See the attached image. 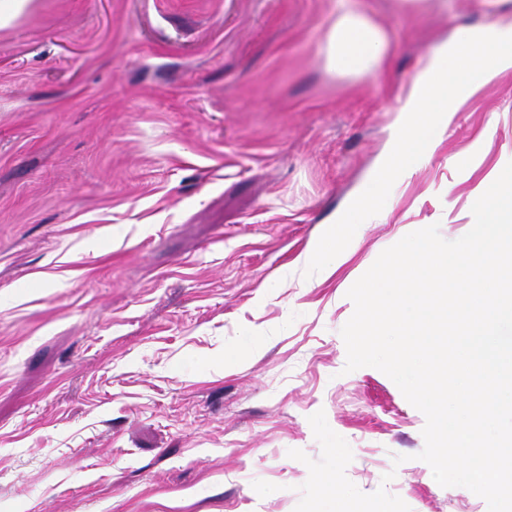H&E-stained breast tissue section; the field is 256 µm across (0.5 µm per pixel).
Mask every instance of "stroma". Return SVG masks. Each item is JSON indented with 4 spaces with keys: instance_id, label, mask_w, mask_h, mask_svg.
Wrapping results in <instances>:
<instances>
[{
    "instance_id": "35a3bbf8",
    "label": "stroma",
    "mask_w": 512,
    "mask_h": 512,
    "mask_svg": "<svg viewBox=\"0 0 512 512\" xmlns=\"http://www.w3.org/2000/svg\"><path fill=\"white\" fill-rule=\"evenodd\" d=\"M362 2L371 74L328 66L339 0H31L0 28V512H294L319 411L361 492L488 512L341 330L382 251L462 237L512 162L510 70L363 206L428 56L512 0Z\"/></svg>"
}]
</instances>
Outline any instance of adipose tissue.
I'll return each mask as SVG.
<instances>
[{
    "instance_id": "obj_1",
    "label": "adipose tissue",
    "mask_w": 512,
    "mask_h": 512,
    "mask_svg": "<svg viewBox=\"0 0 512 512\" xmlns=\"http://www.w3.org/2000/svg\"><path fill=\"white\" fill-rule=\"evenodd\" d=\"M389 47L385 31L366 13L342 5L327 35V54L335 71L372 73ZM468 73L467 81L449 84V69ZM512 69V18H497L479 30L459 29L451 44L432 55L405 94L409 122L396 135L386 169L367 188V207L378 203L379 190L411 167L414 148L437 129L436 115L454 111L458 101L496 75Z\"/></svg>"
}]
</instances>
